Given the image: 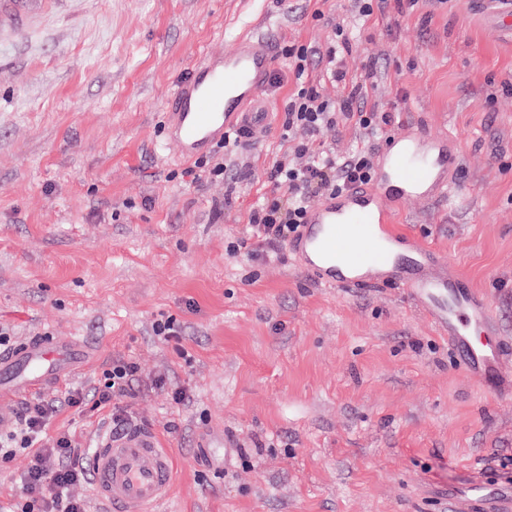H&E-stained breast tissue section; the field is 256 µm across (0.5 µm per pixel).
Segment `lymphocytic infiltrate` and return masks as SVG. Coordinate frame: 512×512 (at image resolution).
<instances>
[{
  "instance_id": "1",
  "label": "lymphocytic infiltrate",
  "mask_w": 512,
  "mask_h": 512,
  "mask_svg": "<svg viewBox=\"0 0 512 512\" xmlns=\"http://www.w3.org/2000/svg\"><path fill=\"white\" fill-rule=\"evenodd\" d=\"M351 49L349 39L341 36L332 40L323 53L306 45H292L286 50L296 79L282 122L288 152L273 166L269 175L272 194L252 208L247 235L239 242L255 258L270 256L287 246L298 233L313 198L366 185L373 178L378 143L385 138L394 113L368 102L374 70H366L360 78L347 79L342 61ZM314 60L323 64L331 82L340 83L337 97L324 95L319 85L309 80V64ZM347 123L354 124L363 139L360 147L339 155L326 137ZM238 148L235 136L225 137L208 154L195 160L188 175L197 179L205 175L224 177ZM137 374L135 362L116 359L104 370L92 392L72 388L60 402L35 398L23 404L13 430L0 435L1 465L20 453L29 457L27 469L18 478L21 497L16 512H86L84 500L73 495L71 489L90 481L88 452L75 444L70 433H50V422L61 406L89 404L94 410L105 412L113 429L127 426L129 412L117 400L134 397Z\"/></svg>"
}]
</instances>
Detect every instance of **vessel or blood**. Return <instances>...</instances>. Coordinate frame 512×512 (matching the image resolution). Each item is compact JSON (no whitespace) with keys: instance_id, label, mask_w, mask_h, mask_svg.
<instances>
[{"instance_id":"obj_1","label":"vessel or blood","mask_w":512,"mask_h":512,"mask_svg":"<svg viewBox=\"0 0 512 512\" xmlns=\"http://www.w3.org/2000/svg\"><path fill=\"white\" fill-rule=\"evenodd\" d=\"M274 65L271 40L252 34L196 63L170 100L169 146L184 158L207 150L231 132L258 143L262 117L246 106L265 89ZM456 142L408 129L390 136L373 181L324 197L309 207L288 249L299 268L331 288L388 283L415 301L464 357L483 386L512 374V345L500 330L486 294L436 248L396 224V207L443 193L458 163ZM76 338L37 336L0 354V432L13 426L19 396L54 385L86 363ZM95 496L110 512H155L176 478L172 449L152 430L130 425L99 434L90 456Z\"/></svg>"}]
</instances>
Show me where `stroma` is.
Instances as JSON below:
<instances>
[{
  "label": "stroma",
  "mask_w": 512,
  "mask_h": 512,
  "mask_svg": "<svg viewBox=\"0 0 512 512\" xmlns=\"http://www.w3.org/2000/svg\"><path fill=\"white\" fill-rule=\"evenodd\" d=\"M505 0H418L365 18L351 0H29L0 26V325L93 348L66 383L138 366L135 424L174 451L157 512H500L512 502V397L491 398L397 288H327L289 250L234 253L295 77L283 49L343 26L349 74L376 59L393 132L456 137L444 194L401 228L488 296L512 340V29ZM321 19H314V12ZM270 33L282 87L237 182H190L167 146L166 103L205 54ZM181 336L159 340L158 320ZM166 378L167 387L156 386ZM185 387L175 402L171 389ZM100 412L53 427L90 446Z\"/></svg>",
  "instance_id": "35a3bbf8"
}]
</instances>
